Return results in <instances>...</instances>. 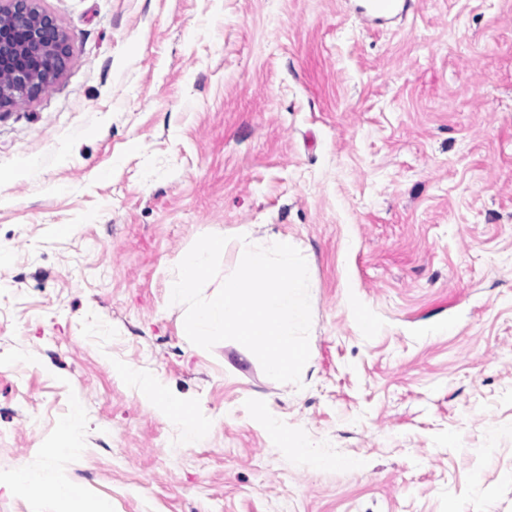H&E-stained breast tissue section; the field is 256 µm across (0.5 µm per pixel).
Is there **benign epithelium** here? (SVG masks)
<instances>
[{
    "label": "benign epithelium",
    "instance_id": "7a95c632",
    "mask_svg": "<svg viewBox=\"0 0 512 512\" xmlns=\"http://www.w3.org/2000/svg\"><path fill=\"white\" fill-rule=\"evenodd\" d=\"M5 2L0 6V71L9 73L11 84L0 86V107L40 94L69 56L67 37L35 0Z\"/></svg>",
    "mask_w": 512,
    "mask_h": 512
}]
</instances>
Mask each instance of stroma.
Instances as JSON below:
<instances>
[{"mask_svg": "<svg viewBox=\"0 0 512 512\" xmlns=\"http://www.w3.org/2000/svg\"><path fill=\"white\" fill-rule=\"evenodd\" d=\"M35 5L70 54L0 109V479L42 487L0 512H58L59 486L112 512H512V0L383 25L345 0ZM247 225L311 274L298 385L192 344L169 300L205 234L219 288ZM159 408L164 415L175 418L188 440H193L201 434L202 425L194 413L184 407L182 403L165 399L159 403Z\"/></svg>", "mask_w": 512, "mask_h": 512, "instance_id": "obj_1", "label": "stroma"}]
</instances>
